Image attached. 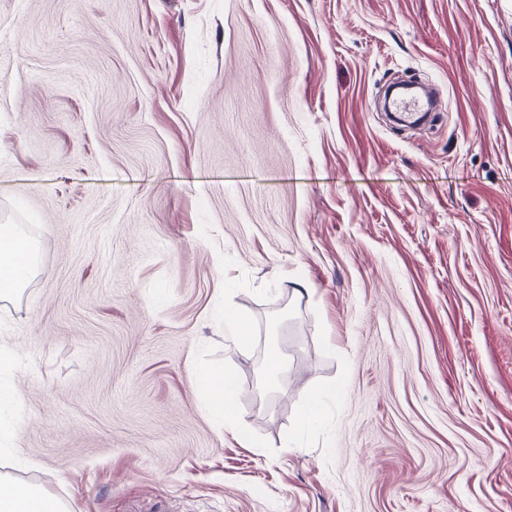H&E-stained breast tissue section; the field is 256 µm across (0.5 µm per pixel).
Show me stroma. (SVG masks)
<instances>
[{"mask_svg": "<svg viewBox=\"0 0 512 512\" xmlns=\"http://www.w3.org/2000/svg\"><path fill=\"white\" fill-rule=\"evenodd\" d=\"M1 224L0 474L66 512H512V0H0ZM21 238L20 232L13 224L0 225V295L12 294L23 287L28 275L36 264V249L29 242V250L25 253L24 262L18 266L13 245ZM2 275H7L6 279ZM203 383L210 392L207 409L223 417L225 425H232L236 419V404L231 374L226 369H210L204 373Z\"/></svg>", "mask_w": 512, "mask_h": 512, "instance_id": "obj_1", "label": "stroma"}]
</instances>
